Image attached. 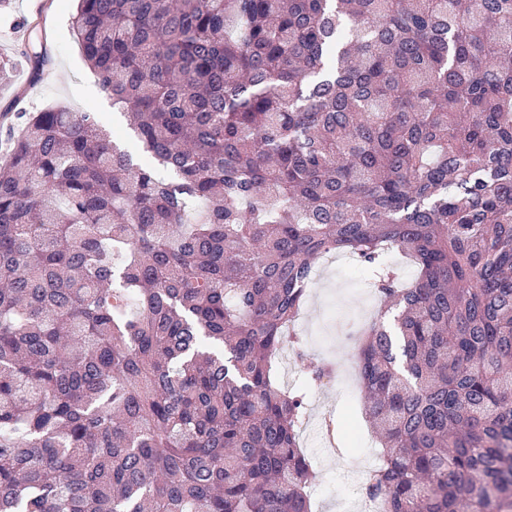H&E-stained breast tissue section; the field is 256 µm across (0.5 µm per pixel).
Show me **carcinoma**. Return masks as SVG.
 <instances>
[{"mask_svg": "<svg viewBox=\"0 0 512 512\" xmlns=\"http://www.w3.org/2000/svg\"><path fill=\"white\" fill-rule=\"evenodd\" d=\"M72 29L152 163L95 112L0 109V512H311L275 358L333 252L384 303L363 495L512 512V0H78Z\"/></svg>", "mask_w": 512, "mask_h": 512, "instance_id": "1", "label": "carcinoma"}]
</instances>
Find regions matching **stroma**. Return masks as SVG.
Wrapping results in <instances>:
<instances>
[{"mask_svg":"<svg viewBox=\"0 0 512 512\" xmlns=\"http://www.w3.org/2000/svg\"><path fill=\"white\" fill-rule=\"evenodd\" d=\"M76 0H53L46 16L53 64L44 78L30 84L24 64H17L10 84L0 87V107L27 90L24 109L63 107L99 113L115 141L130 146L123 119L114 117L112 102L86 65L71 21ZM317 278L295 327L307 353L333 373L332 383L313 386L308 394L303 447L318 478L311 491L312 512H366L356 495L376 463L380 444L363 414V393L354 355L357 332L376 312L378 299L366 280L353 276L343 255L319 258Z\"/></svg>","mask_w":512,"mask_h":512,"instance_id":"stroma-1","label":"stroma"}]
</instances>
